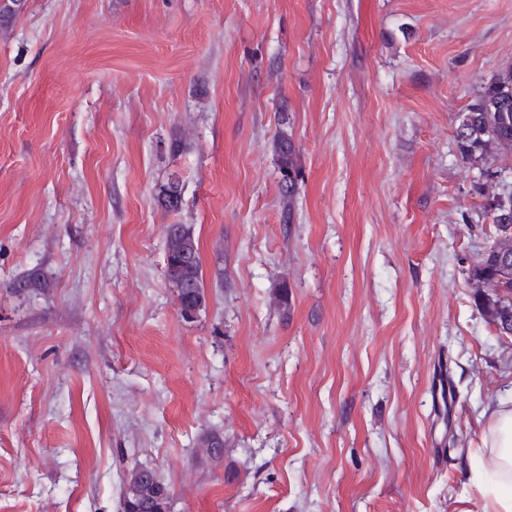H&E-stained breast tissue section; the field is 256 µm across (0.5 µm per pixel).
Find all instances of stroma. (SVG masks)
Segmentation results:
<instances>
[{"mask_svg":"<svg viewBox=\"0 0 512 512\" xmlns=\"http://www.w3.org/2000/svg\"><path fill=\"white\" fill-rule=\"evenodd\" d=\"M510 65L512 0L0 16V512H122L140 467L171 512H482L480 414L512 401V338L470 269L512 155L464 160L454 134ZM171 224L199 243L192 319ZM34 267L46 290L14 292ZM273 149L279 162L281 193L285 198H288L290 203L300 187L294 139L288 133L281 131L273 142ZM177 228V232L173 228ZM166 275L177 290L180 313L194 318L203 300L202 268L198 243L190 227L171 224L167 230ZM190 310V311H186Z\"/></svg>","mask_w":512,"mask_h":512,"instance_id":"1","label":"stroma"}]
</instances>
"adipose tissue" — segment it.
Returning <instances> with one entry per match:
<instances>
[{
	"label": "adipose tissue",
	"instance_id": "ef3b65f1",
	"mask_svg": "<svg viewBox=\"0 0 512 512\" xmlns=\"http://www.w3.org/2000/svg\"><path fill=\"white\" fill-rule=\"evenodd\" d=\"M477 451L496 484L484 512H512V407L498 404L483 414Z\"/></svg>",
	"mask_w": 512,
	"mask_h": 512
}]
</instances>
